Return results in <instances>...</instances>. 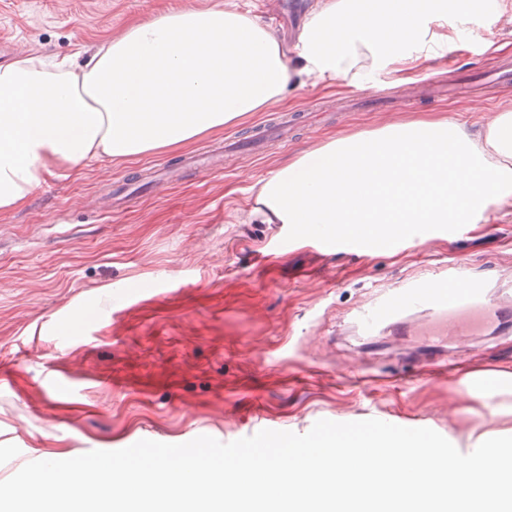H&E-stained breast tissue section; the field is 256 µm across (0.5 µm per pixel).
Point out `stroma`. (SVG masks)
Listing matches in <instances>:
<instances>
[{
  "mask_svg": "<svg viewBox=\"0 0 512 512\" xmlns=\"http://www.w3.org/2000/svg\"><path fill=\"white\" fill-rule=\"evenodd\" d=\"M312 0H0L13 53L58 57L92 47L162 7L235 6L296 44ZM507 31L474 19L464 42L409 81L306 87L269 111L134 163L57 171L0 215V481L31 461L67 460L139 440L229 443L260 430L307 433L321 419H379L439 434L491 429L470 382L512 371V324L459 341L361 335L363 305L463 259L493 298L512 290V214L493 211L454 236L363 254L312 241L250 211L278 168L329 138L389 121L445 117L470 127L512 108V84L484 95H429L428 78L476 80ZM326 114L224 170L181 156L290 113ZM150 279L151 293L135 286Z\"/></svg>",
  "mask_w": 512,
  "mask_h": 512,
  "instance_id": "35a3bbf8",
  "label": "stroma"
}]
</instances>
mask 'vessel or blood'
Wrapping results in <instances>:
<instances>
[{"mask_svg":"<svg viewBox=\"0 0 512 512\" xmlns=\"http://www.w3.org/2000/svg\"><path fill=\"white\" fill-rule=\"evenodd\" d=\"M186 163L205 172L223 168L222 157L211 151L187 155ZM425 318L435 335H472L475 329L494 327L512 318V301H493L486 290L470 280L462 262H453L432 279H421L396 289L362 309L357 329L365 335L384 325H396L401 316Z\"/></svg>","mask_w":512,"mask_h":512,"instance_id":"obj_1","label":"vessel or blood"}]
</instances>
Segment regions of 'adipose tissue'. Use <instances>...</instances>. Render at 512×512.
I'll list each match as a JSON object with an SVG mask.
<instances>
[{
	"mask_svg": "<svg viewBox=\"0 0 512 512\" xmlns=\"http://www.w3.org/2000/svg\"><path fill=\"white\" fill-rule=\"evenodd\" d=\"M472 12L512 25V0H315L289 51L249 13L183 6L131 22L83 64L19 53L0 64V214L56 170L180 147L308 85L406 73L462 38L449 14ZM494 207L512 208V108L473 130L410 120L330 138L267 179L252 215L304 242L314 224L385 239L476 224ZM478 397L511 421L512 372Z\"/></svg>",
	"mask_w": 512,
	"mask_h": 512,
	"instance_id": "obj_1",
	"label": "adipose tissue"
}]
</instances>
